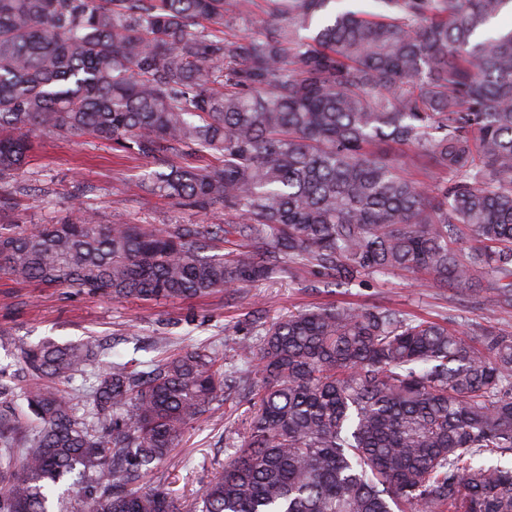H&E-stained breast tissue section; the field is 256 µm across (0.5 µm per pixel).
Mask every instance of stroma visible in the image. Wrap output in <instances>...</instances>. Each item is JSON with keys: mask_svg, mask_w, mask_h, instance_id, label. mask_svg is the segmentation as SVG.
Segmentation results:
<instances>
[{"mask_svg": "<svg viewBox=\"0 0 512 512\" xmlns=\"http://www.w3.org/2000/svg\"><path fill=\"white\" fill-rule=\"evenodd\" d=\"M138 169L115 156L110 144L83 138L38 133L33 137L29 162L18 179L0 183V219L22 228L47 224L62 217L43 192L54 188L70 202H91L104 224L220 223L223 209L198 215L155 195L137 194L129 185ZM27 188L26 196L12 193L15 182ZM382 305L433 318L448 312L464 339H471L484 312L466 306L455 292L433 287L403 272L366 278L349 288L279 275L228 295L221 292L204 299L167 300L145 304L135 299L71 294L35 282L17 284L0 276V386L21 394L15 378L14 352L19 343L44 340H78L87 337L110 345L112 351L142 359H163L170 348L219 349L225 362L238 360L237 343L252 331L257 319L274 320L288 311L314 306ZM169 344L156 343L158 335ZM245 402L232 397L213 403L190 424L181 447L145 477L148 484L164 483L174 491L182 512H194L198 495L224 468L233 443L244 434L241 423Z\"/></svg>", "mask_w": 512, "mask_h": 512, "instance_id": "35a3bbf8", "label": "stroma"}]
</instances>
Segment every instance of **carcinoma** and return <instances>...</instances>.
Wrapping results in <instances>:
<instances>
[{
    "instance_id": "1",
    "label": "carcinoma",
    "mask_w": 512,
    "mask_h": 512,
    "mask_svg": "<svg viewBox=\"0 0 512 512\" xmlns=\"http://www.w3.org/2000/svg\"><path fill=\"white\" fill-rule=\"evenodd\" d=\"M332 2L0 0V179L29 133L84 136L150 165L134 191L231 217L100 224L84 202L0 227V274L150 302L285 267L338 287L404 270L489 301L477 341L448 316L326 306L256 326L241 366L23 344L24 402L0 391V512H49L66 484L88 512H180L131 483L232 394L244 436L200 512H512V28L487 33L512 0Z\"/></svg>"
}]
</instances>
